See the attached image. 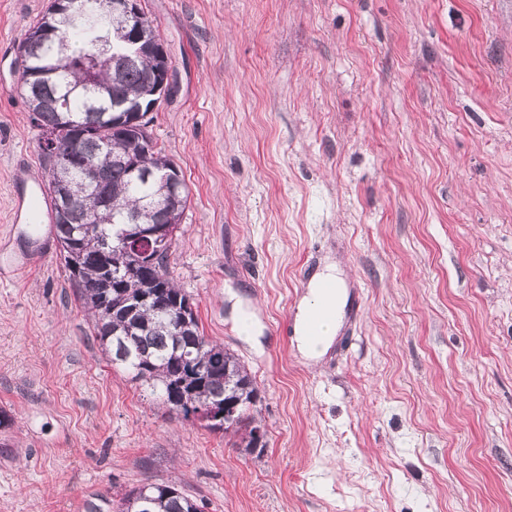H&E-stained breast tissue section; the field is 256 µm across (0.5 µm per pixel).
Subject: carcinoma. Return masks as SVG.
<instances>
[{
  "label": "carcinoma",
  "mask_w": 512,
  "mask_h": 512,
  "mask_svg": "<svg viewBox=\"0 0 512 512\" xmlns=\"http://www.w3.org/2000/svg\"><path fill=\"white\" fill-rule=\"evenodd\" d=\"M79 4L90 11V24L72 28L60 15L49 20L43 15L30 28L23 41L26 62L47 77L39 85L24 81L21 86L39 137L49 131L65 148L82 139L75 164L96 168L94 185L73 184L69 222L62 224L53 214L58 242L71 248L63 261L68 280L113 366L185 419L193 415L205 421L209 405H231L225 424L206 428L241 435L252 453L256 432L266 433L256 417L255 380L233 353L204 336L191 296L168 269L189 200L185 178L157 148L149 122L113 110L116 101H152L150 76L159 63L150 51L132 65L110 62L95 42L105 36L119 45L127 19L97 0ZM48 23L64 37L40 36ZM134 139L145 144L134 147ZM133 168L170 169L178 184L140 182ZM149 231L167 238L165 251L146 255L135 250ZM117 512H202V505L174 485L147 483L127 493Z\"/></svg>",
  "instance_id": "1"
}]
</instances>
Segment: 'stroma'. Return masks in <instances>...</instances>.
Masks as SVG:
<instances>
[{
    "mask_svg": "<svg viewBox=\"0 0 512 512\" xmlns=\"http://www.w3.org/2000/svg\"><path fill=\"white\" fill-rule=\"evenodd\" d=\"M0 0V512H115L145 483L206 512H512V0H140L174 89L149 129L189 189L170 273L254 377L267 447L113 368L54 236ZM363 293L349 349L282 331L307 262ZM252 318L251 335L239 328Z\"/></svg>",
    "mask_w": 512,
    "mask_h": 512,
    "instance_id": "obj_1",
    "label": "stroma"
}]
</instances>
